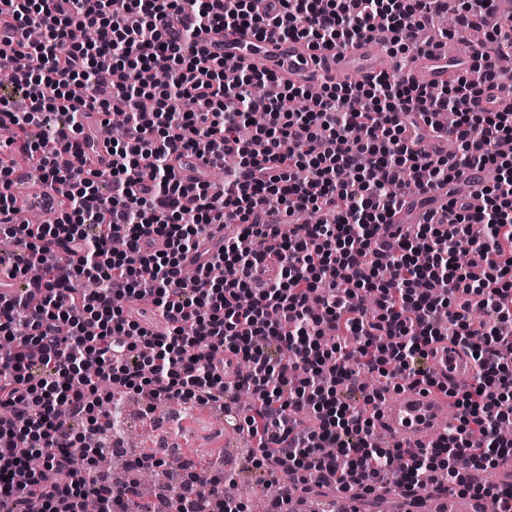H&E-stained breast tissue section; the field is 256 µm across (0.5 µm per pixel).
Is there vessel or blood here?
<instances>
[{
    "label": "vessel or blood",
    "mask_w": 512,
    "mask_h": 512,
    "mask_svg": "<svg viewBox=\"0 0 512 512\" xmlns=\"http://www.w3.org/2000/svg\"><path fill=\"white\" fill-rule=\"evenodd\" d=\"M202 46L214 54L235 58L242 66L275 73L291 82L317 88L334 74L355 80L371 79L387 71L389 60L375 40H362L333 51H317L302 41H285L276 37L259 39L235 32L226 36L216 34L204 38ZM421 70L429 83L446 84L450 75L469 69L471 56L451 47L425 51L421 55ZM481 111H504L512 108V95L490 89L474 101ZM19 211L58 213L61 196L52 188L31 197L15 192ZM432 371L449 387L468 388L476 373L472 358L452 342H445L430 359ZM379 421L386 431L406 448L430 446L447 436L453 410L447 397L428 391L425 387L405 389L384 395L379 402Z\"/></svg>",
    "instance_id": "obj_1"
}]
</instances>
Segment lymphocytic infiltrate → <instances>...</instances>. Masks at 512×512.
<instances>
[{
  "instance_id": "obj_1",
  "label": "lymphocytic infiltrate",
  "mask_w": 512,
  "mask_h": 512,
  "mask_svg": "<svg viewBox=\"0 0 512 512\" xmlns=\"http://www.w3.org/2000/svg\"><path fill=\"white\" fill-rule=\"evenodd\" d=\"M0 0V69L17 57L0 94V235L12 242L0 273L25 280L0 293V335L14 350L0 356V503L11 512H83L94 495L102 512H129L135 483H107L85 462V439L114 428L105 406L113 389L147 405L237 404L253 466L282 475L269 512H284L295 489L372 493L390 483L419 498L457 486L512 512V487L484 478L512 460L498 435L512 419V109L482 112L469 102L504 71L512 15L496 0H459L458 28L485 27L495 50L476 51L473 85L458 75L440 93L408 70L418 30L448 11V0ZM94 40H73L74 27ZM240 29L277 33L315 49L377 39L396 59L393 72L367 83L326 81L320 91L256 69L224 82V59L200 51L201 33ZM269 86L254 98L246 89ZM153 109L140 111L141 98ZM183 97L192 107L173 111ZM126 113L109 139L110 170L75 163L81 119ZM266 115L263 125L252 113ZM187 157L225 158L222 189L184 184L171 148ZM492 171L481 208L459 194L463 168ZM36 166L63 196L50 224H22L9 192L14 170ZM445 191L440 215L416 224L390 218L400 195ZM262 215H255V207ZM317 213L316 223H304ZM300 222L271 237L280 216ZM233 235L213 238L217 225ZM280 248L269 251L270 239ZM210 241L195 267L187 259ZM100 280L94 292L83 281ZM151 281V303L172 327L133 320L127 303ZM452 337L477 370L452 392L456 423L429 448L382 447L372 418L341 398L362 372L413 386L438 381L426 361ZM287 351L274 359L271 349ZM99 360L85 376L87 353ZM249 367L225 382L217 357ZM84 421L78 434L59 406ZM51 446L41 466L29 456Z\"/></svg>"
}]
</instances>
